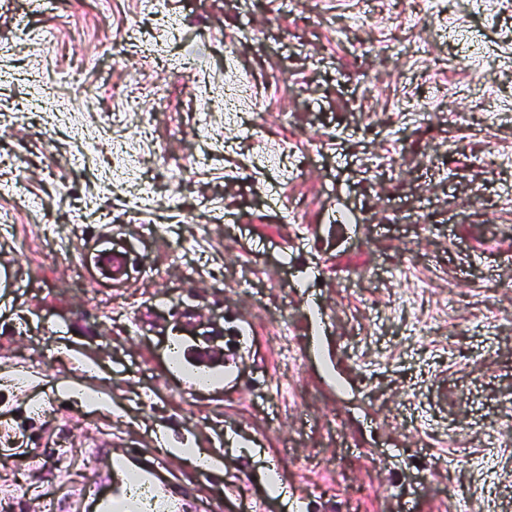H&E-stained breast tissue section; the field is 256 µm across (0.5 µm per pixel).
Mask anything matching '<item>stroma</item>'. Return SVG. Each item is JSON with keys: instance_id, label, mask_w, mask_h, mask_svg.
<instances>
[{"instance_id": "obj_1", "label": "stroma", "mask_w": 512, "mask_h": 512, "mask_svg": "<svg viewBox=\"0 0 512 512\" xmlns=\"http://www.w3.org/2000/svg\"><path fill=\"white\" fill-rule=\"evenodd\" d=\"M163 440L191 512H512V0H0V512Z\"/></svg>"}]
</instances>
